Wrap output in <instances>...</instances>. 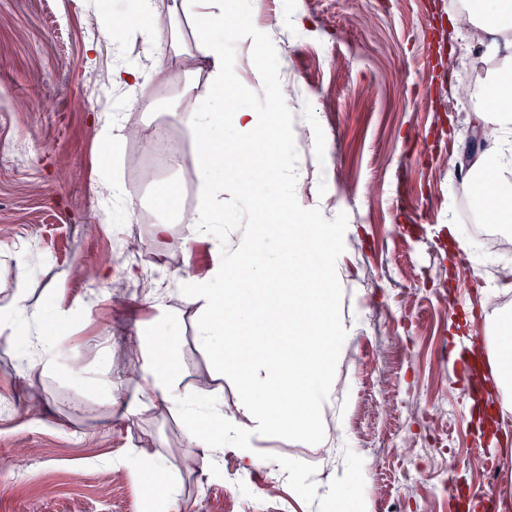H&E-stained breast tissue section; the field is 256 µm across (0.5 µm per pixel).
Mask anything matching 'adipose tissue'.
<instances>
[{
    "instance_id": "1",
    "label": "adipose tissue",
    "mask_w": 512,
    "mask_h": 512,
    "mask_svg": "<svg viewBox=\"0 0 512 512\" xmlns=\"http://www.w3.org/2000/svg\"><path fill=\"white\" fill-rule=\"evenodd\" d=\"M180 7L196 22L193 53L197 62L210 70L214 100L213 107L181 113L180 120L196 136L226 124L231 125L233 135L210 141L204 152L197 169L201 201L193 212L182 216L186 233L176 246L189 254L197 243L207 242L220 258L211 267L188 271L187 294L202 314L197 331L200 345L224 354L226 367L238 382L241 400L229 410L219 399L199 402L181 385L167 337L158 336L152 354H145L140 345L133 351L143 383L138 399L128 402L126 410L137 414L147 402L180 410L187 419L183 436L189 446L199 449L201 470L217 478L223 473L225 443L236 445L241 457L253 464L257 461L254 439L273 429L288 432L314 448L329 447L322 411L331 401L336 358L352 333L334 308L339 291L335 259L350 228L309 219L284 207L291 193L276 145L288 138L284 120L288 100L280 92L277 71L265 64L272 54L270 47L258 35H251L255 78L268 92L266 111L261 114L241 106L245 91L237 71L224 57V0H180ZM471 15L475 26L489 36L488 49L496 60L473 87L474 121L477 126L495 128L497 135L473 157L465 178L480 219L507 225L512 223V180L504 176L512 169V0H477ZM166 70L164 57L152 53L147 61L125 60L113 66L110 83L113 90H130L148 79H162ZM264 134L270 136L271 146H258ZM244 150L250 153L249 168L242 170L239 179L225 181V159ZM271 182L278 184L279 194L267 206L265 223L250 225L237 249L225 250L223 240L212 236L213 224L224 215L225 189L247 198L254 188ZM262 237L272 238L276 245L274 264L254 258V245ZM228 268L233 271L229 277L224 274ZM276 274L291 276L305 289L301 306L282 311L292 329L287 351L253 343L239 351L225 350L229 328L249 336L259 333L262 311L248 295L269 293ZM42 319V313L28 307L20 296L0 308V322L14 325L20 340L29 345V361L50 372L54 361L43 335L28 332L30 323ZM479 346L495 366L501 411L511 414L512 314L488 317Z\"/></svg>"
}]
</instances>
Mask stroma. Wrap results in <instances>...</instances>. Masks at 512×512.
I'll list each match as a JSON object with an SVG mask.
<instances>
[{
  "label": "stroma",
  "instance_id": "35a3bbf8",
  "mask_svg": "<svg viewBox=\"0 0 512 512\" xmlns=\"http://www.w3.org/2000/svg\"><path fill=\"white\" fill-rule=\"evenodd\" d=\"M124 0H0V144L25 142L27 167L0 154V304L15 294L45 314L62 311L65 335L54 338L57 367L22 370L19 341L0 325V458L27 459L29 478L12 479L0 468V512H330L332 505L304 494L288 480V465L303 466L310 482L335 485L344 463L356 459L363 478L357 494L368 512H468L471 492L489 491V508L507 512L504 489L512 477V415L483 431L464 377L443 356L449 337L484 331L479 272L448 240L447 222L472 241L483 229L462 161L473 128L471 100H454L464 76L491 66L479 57L450 18L460 0H261L253 17L265 42L283 61L282 78L301 91L290 105V128L311 140L288 146L283 160L295 180L312 185L294 209L351 232L339 260L342 286L335 307L357 319L358 331L336 365L335 392L324 409L334 439L331 459L288 434L270 431L253 442L260 458L248 491L236 487L243 464L237 449L224 451L230 475H202L196 449L188 447L177 411L159 406L131 416L113 404L102 381L134 394L139 378L121 355L131 340L169 333L182 386L200 401L223 392L238 401L232 375L200 347L196 305L178 294L186 265L213 263L207 243L192 255L153 240L161 216L154 200L164 187L180 214L199 203L196 141L172 113L212 103L206 71L177 68L193 43V24L179 16L178 40L162 50L173 67L167 96L148 85L134 91L137 107L126 122L151 132L163 125L188 146L186 163L158 171L159 185L140 182L134 149L123 143L104 158L92 117L116 109L105 77L115 46L143 57L148 45L137 30L119 43L99 36L101 20ZM224 48L247 91L244 106L263 111L254 92L252 52L237 27L224 29ZM121 180L137 204L134 219L102 199ZM257 203L224 197V221L215 235L232 247L248 225L259 223ZM142 241L141 264L117 259L114 225ZM160 265L173 293L174 326L164 325L146 294L126 293L142 265ZM302 287L278 284L263 298L268 346L283 343L285 302L301 303ZM155 448L173 465L178 505L148 499L135 451ZM501 457L497 480L473 471L475 451ZM275 483L276 496L266 486Z\"/></svg>",
  "mask_w": 512,
  "mask_h": 512
}]
</instances>
